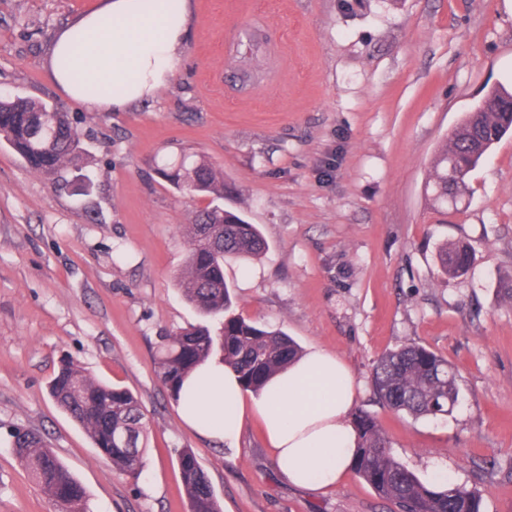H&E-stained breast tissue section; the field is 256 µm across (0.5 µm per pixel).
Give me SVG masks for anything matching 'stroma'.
<instances>
[{
	"label": "stroma",
	"mask_w": 512,
	"mask_h": 512,
	"mask_svg": "<svg viewBox=\"0 0 512 512\" xmlns=\"http://www.w3.org/2000/svg\"><path fill=\"white\" fill-rule=\"evenodd\" d=\"M99 0H0V93L67 112L82 160L49 180L0 145V512H51L10 433L43 434L90 512H187L176 455L194 449L225 512H397L356 473L329 493L279 477L258 421L236 446L194 436L155 372L164 333L202 323L177 278L204 198L168 177L204 161L224 207L257 225V260L224 266L232 311L344 358L356 409L376 416L421 480L477 482L512 512V134L457 208L426 192L435 154L496 86L512 90V0H192L167 86L90 112L49 77L56 34ZM280 49L275 70L264 67ZM470 246L469 274L438 250ZM420 344L459 370L454 411L418 420L376 400L386 351ZM137 394L148 444L117 473L48 395L62 360ZM438 263L442 275L457 279L470 271L472 255L466 245L447 242L439 248Z\"/></svg>",
	"instance_id": "1"
}]
</instances>
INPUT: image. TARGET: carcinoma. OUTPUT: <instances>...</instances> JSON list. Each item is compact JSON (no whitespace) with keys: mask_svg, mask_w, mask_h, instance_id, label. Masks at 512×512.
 Masks as SVG:
<instances>
[{"mask_svg":"<svg viewBox=\"0 0 512 512\" xmlns=\"http://www.w3.org/2000/svg\"><path fill=\"white\" fill-rule=\"evenodd\" d=\"M71 77L91 96L119 92L89 84L74 72ZM510 131L512 112H488L480 103L468 113L433 161L428 182L433 201L443 205L463 196L467 175ZM2 142L42 176L59 173L82 154L80 133L67 113L20 97L0 98ZM172 179L186 182L212 201L187 225L188 253L178 277L183 297L207 323L160 337L157 377L176 403L184 378L218 356L245 389L257 393L302 353L282 331L260 327L231 311L224 263L230 258H257L267 243L255 225L215 204L224 198V180L209 165L183 166ZM438 263L442 275L457 279L470 271L472 255L466 245L447 242L439 248ZM371 384L385 407L415 419L447 415L459 402L458 370L445 357L417 344L378 358ZM49 395L82 428L112 470L133 478L141 475L148 436L140 401L130 389L102 382L68 361L50 381ZM352 423L357 432L354 471L381 499L400 512H482L479 488L452 480L424 483L409 471L391 452V441L375 416L359 410ZM123 427L134 434L130 448L113 443L114 430ZM11 447L55 512H89L85 488L38 432L14 429ZM177 465L188 512H223L194 449H180Z\"/></svg>","mask_w":512,"mask_h":512,"instance_id":"obj_1","label":"carcinoma"}]
</instances>
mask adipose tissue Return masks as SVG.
Instances as JSON below:
<instances>
[{
  "label": "adipose tissue",
  "mask_w": 512,
  "mask_h": 512,
  "mask_svg": "<svg viewBox=\"0 0 512 512\" xmlns=\"http://www.w3.org/2000/svg\"><path fill=\"white\" fill-rule=\"evenodd\" d=\"M173 3V10L160 11L153 0H101L57 34L49 58L53 80L92 112H123L154 97L173 76L190 28L191 0ZM79 40L92 54L76 49ZM64 56L66 70L59 66ZM74 70L112 83L116 93L85 94L70 76ZM355 401L346 362L313 346L249 397L236 373L212 358L185 378L178 412L196 436L228 445L237 442L246 419H257L281 476L326 493L353 464L357 436L349 415Z\"/></svg>",
  "instance_id": "ef3b65f1"
}]
</instances>
